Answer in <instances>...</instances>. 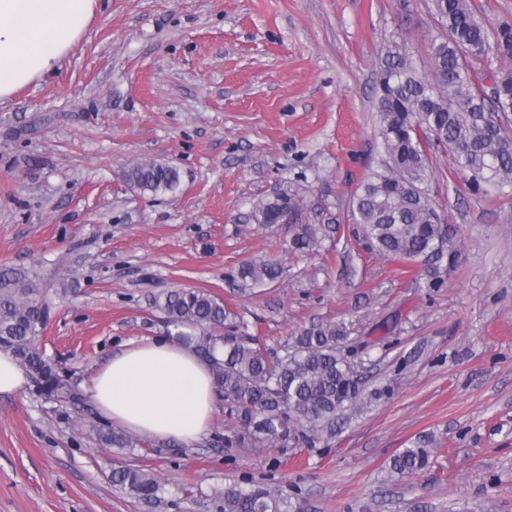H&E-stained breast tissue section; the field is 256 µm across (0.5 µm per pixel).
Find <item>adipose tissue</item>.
<instances>
[{
	"label": "adipose tissue",
	"instance_id": "1",
	"mask_svg": "<svg viewBox=\"0 0 512 512\" xmlns=\"http://www.w3.org/2000/svg\"><path fill=\"white\" fill-rule=\"evenodd\" d=\"M99 8V0H0V101L53 71ZM86 393L124 431L185 445L208 432L218 410L209 364L165 338L129 343Z\"/></svg>",
	"mask_w": 512,
	"mask_h": 512
}]
</instances>
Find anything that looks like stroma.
Here are the masks:
<instances>
[{
	"label": "stroma",
	"mask_w": 512,
	"mask_h": 512,
	"mask_svg": "<svg viewBox=\"0 0 512 512\" xmlns=\"http://www.w3.org/2000/svg\"><path fill=\"white\" fill-rule=\"evenodd\" d=\"M43 79L0 102V269L42 267L71 287L43 333L82 388L124 343L164 336L151 300L200 289L271 352L314 324L342 327L364 393L381 400L302 448H228L219 407L196 444L99 445L68 393L0 396V512H219L226 483L263 482L302 512H512V197L468 189L438 151L431 198L457 244L423 266L368 251L349 200L382 158V59L406 44L430 72L428 0H101ZM142 160L175 167V191L131 189ZM297 192L316 251L289 247L255 206ZM274 258L280 279L233 278ZM422 434L431 466L401 478L392 456ZM143 468L151 501L112 482Z\"/></svg>",
	"instance_id": "35a3bbf8"
}]
</instances>
